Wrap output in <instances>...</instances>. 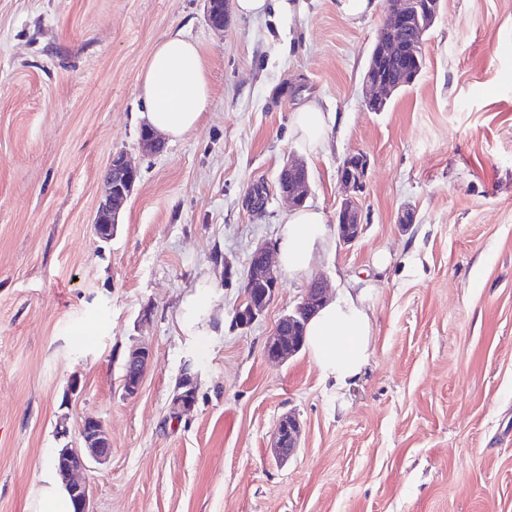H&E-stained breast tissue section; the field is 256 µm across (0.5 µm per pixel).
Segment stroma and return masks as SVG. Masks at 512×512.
<instances>
[{
    "instance_id": "1",
    "label": "stroma",
    "mask_w": 512,
    "mask_h": 512,
    "mask_svg": "<svg viewBox=\"0 0 512 512\" xmlns=\"http://www.w3.org/2000/svg\"><path fill=\"white\" fill-rule=\"evenodd\" d=\"M387 2L357 21L336 0L231 11L217 30L205 0H0V512H33L44 465L87 415L111 442L87 473L94 512H512V0H442L421 77L371 112L362 77ZM177 32L203 52L209 106L146 155L139 78ZM314 99L339 120L307 153L291 121ZM117 152L140 173L104 242L94 220ZM357 152L365 230L331 237L310 275L333 296L356 279L370 290L373 356L339 391L308 350L264 355L310 277L281 274L252 326L232 319L251 252L292 209L283 163L305 162V205L331 225ZM203 280L225 323L197 341L174 315ZM136 345L151 359L128 398ZM186 372L197 402L176 419ZM287 412L302 433L280 463ZM369 167V159L364 153H357L347 157L340 170V182L345 192L356 194L365 184Z\"/></svg>"
}]
</instances>
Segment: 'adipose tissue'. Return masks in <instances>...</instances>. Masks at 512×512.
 <instances>
[{"instance_id":"adipose-tissue-1","label":"adipose tissue","mask_w":512,"mask_h":512,"mask_svg":"<svg viewBox=\"0 0 512 512\" xmlns=\"http://www.w3.org/2000/svg\"><path fill=\"white\" fill-rule=\"evenodd\" d=\"M147 126L178 139L195 128L205 111L210 86L206 62L197 43L176 33L160 41L148 67L139 78ZM338 115L309 102L292 119L293 133L303 151L312 152L326 143ZM328 242L322 212L298 209L282 220L276 237L280 267L291 275L308 274L315 253ZM368 292L348 287L311 317L306 344L324 380L336 389L349 387L369 364L372 354V318ZM218 294L209 284L187 292L175 320L188 336L214 333Z\"/></svg>"}]
</instances>
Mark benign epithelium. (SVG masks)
I'll return each mask as SVG.
<instances>
[{"mask_svg": "<svg viewBox=\"0 0 512 512\" xmlns=\"http://www.w3.org/2000/svg\"><path fill=\"white\" fill-rule=\"evenodd\" d=\"M434 7L432 0H389L388 19L376 37L368 72L363 80L364 103L369 110L386 102L402 81L421 67L415 35L426 31L420 18L431 15ZM368 167L369 159L364 153L347 157L341 166L340 182L351 196L343 200L336 212V230L340 242L347 245L357 241L365 229L353 195L363 189ZM137 177L138 169L125 154L120 152L112 155L104 171L106 191L98 204L94 224L95 234L101 240H112L114 224ZM278 179L284 183L281 194L285 198L295 206L305 203L309 175L303 162L287 161ZM252 256L258 261L246 274L245 281L249 284L258 281L263 287L242 289L241 301L233 317L235 325L240 328L251 326L265 312L279 288L274 269V247L268 243L260 244L252 251ZM327 292L322 277L311 281L302 300L276 323L264 347L268 360L282 363L301 351L305 324L310 315L325 303ZM149 360L150 351L146 347H134L129 351L122 383L126 397L132 398L138 394ZM299 434L300 423L295 415L287 413L282 416L277 426L274 457L283 461L295 455L299 447ZM78 436L80 445L57 449L55 462L58 473L75 499L76 512H93L90 509V485L79 477V473L92 463L104 462L111 454V445L102 422L95 417L84 419Z\"/></svg>", "mask_w": 512, "mask_h": 512, "instance_id": "obj_1", "label": "benign epithelium"}]
</instances>
